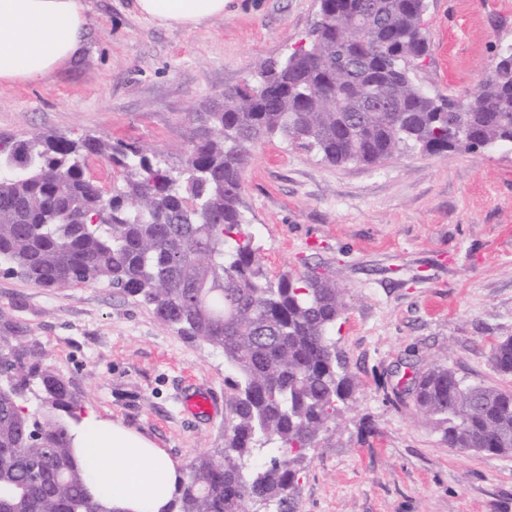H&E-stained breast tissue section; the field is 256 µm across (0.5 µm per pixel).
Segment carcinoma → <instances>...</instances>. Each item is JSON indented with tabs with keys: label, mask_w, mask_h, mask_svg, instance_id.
<instances>
[{
	"label": "carcinoma",
	"mask_w": 512,
	"mask_h": 512,
	"mask_svg": "<svg viewBox=\"0 0 512 512\" xmlns=\"http://www.w3.org/2000/svg\"><path fill=\"white\" fill-rule=\"evenodd\" d=\"M354 2L325 0L303 45L224 93L177 172L156 150L99 137L0 141V273L54 290L106 284L224 353V450L182 471L165 512H247L249 502L295 512L304 455L355 391L334 338L343 291L312 271L270 278L251 244L242 192L255 148L281 138L331 165H378L512 146V59L466 100L434 92L415 74L428 55L427 0H365L362 28ZM91 156L122 176L107 203L87 175ZM25 333L0 312V512H112L72 450L78 406ZM492 361L512 373L511 337ZM410 385L448 447L512 452V389L466 385L445 364ZM31 394L39 413L23 406ZM33 435L46 449L34 476Z\"/></svg>",
	"instance_id": "carcinoma-1"
}]
</instances>
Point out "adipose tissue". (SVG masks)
I'll list each match as a JSON object with an SVG mask.
<instances>
[{"instance_id": "obj_1", "label": "adipose tissue", "mask_w": 512, "mask_h": 512, "mask_svg": "<svg viewBox=\"0 0 512 512\" xmlns=\"http://www.w3.org/2000/svg\"><path fill=\"white\" fill-rule=\"evenodd\" d=\"M142 16L193 28L223 17L226 0H134ZM85 0H0V84L37 81L78 58L89 24ZM88 485L113 512H163L178 485L165 450L95 413L74 428Z\"/></svg>"}]
</instances>
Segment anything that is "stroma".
Here are the masks:
<instances>
[{
    "instance_id": "35a3bbf8",
    "label": "stroma",
    "mask_w": 512,
    "mask_h": 512,
    "mask_svg": "<svg viewBox=\"0 0 512 512\" xmlns=\"http://www.w3.org/2000/svg\"><path fill=\"white\" fill-rule=\"evenodd\" d=\"M77 60L36 82L0 84V139L88 135L161 152L177 168L195 113L304 43L317 0H227L192 29L137 13L133 0H87ZM418 80L468 97L512 44V0H429ZM243 200L270 276L315 268L346 294L335 329L352 400L308 449L299 512H512V453L448 447L401 384L435 363L469 384L512 389L495 343L512 336V148L404 153L334 166L281 139L255 149ZM0 311L82 410L132 429L185 468L224 445V416L184 413L203 388L224 396L223 353L165 327L151 307L105 284L50 290L0 274Z\"/></svg>"
}]
</instances>
